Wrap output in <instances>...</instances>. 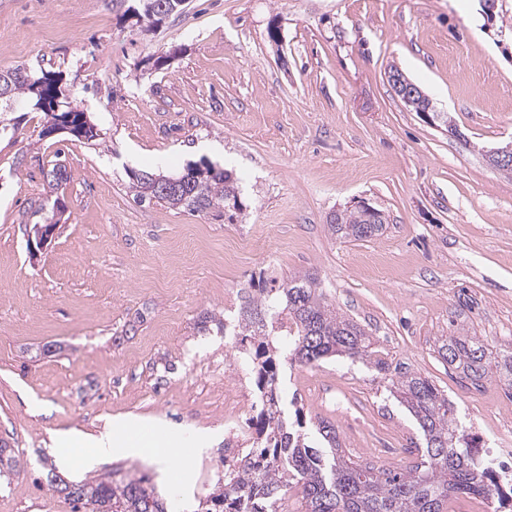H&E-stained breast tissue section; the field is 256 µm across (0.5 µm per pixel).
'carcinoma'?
Here are the masks:
<instances>
[{
	"label": "carcinoma",
	"mask_w": 512,
	"mask_h": 512,
	"mask_svg": "<svg viewBox=\"0 0 512 512\" xmlns=\"http://www.w3.org/2000/svg\"><path fill=\"white\" fill-rule=\"evenodd\" d=\"M34 81L29 82L26 77ZM62 95L59 80L49 72L16 68L0 72V115L8 102L21 97L38 106ZM60 125L73 126L78 140L96 136L86 114L64 103L52 115ZM199 190L182 185L168 193L154 187L155 174L134 175L132 188L139 202L155 201L169 209L193 212L231 211L238 207L236 178L227 169L204 164L197 170ZM382 211L343 210L329 216L331 234L353 241L382 233ZM235 335L254 347L255 385L262 404L255 423L251 452L224 470L211 488L205 512H284L295 493L300 512H447L448 499L458 494L503 501L492 471L476 454L474 439L460 430L448 395L428 378L405 372L391 381L392 392L416 420L425 448L419 461L398 471L346 456L336 427L318 422V434L329 446L323 453L308 441L305 422H289L283 408L280 368L286 363L313 365L342 356L389 369L377 357L375 342L354 320L326 301L316 278L294 274L277 285L258 280L240 307ZM437 352L448 366L473 382L493 374L512 386V349L493 352L475 336H450L439 341ZM18 471L15 451L0 444V481L11 484ZM49 487L84 512H168L143 476L109 474L74 482L51 474Z\"/></svg>",
	"instance_id": "carcinoma-1"
}]
</instances>
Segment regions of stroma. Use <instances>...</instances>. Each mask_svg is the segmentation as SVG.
Here are the masks:
<instances>
[{
    "label": "stroma",
    "mask_w": 512,
    "mask_h": 512,
    "mask_svg": "<svg viewBox=\"0 0 512 512\" xmlns=\"http://www.w3.org/2000/svg\"><path fill=\"white\" fill-rule=\"evenodd\" d=\"M498 2L186 0L148 29L137 0H0V71L56 72L97 131L47 133L22 100L0 134V438L20 460L0 512H73L48 486L53 437L116 419L213 440L164 474L120 457L66 477L116 471L164 495L178 474L200 512L201 463L224 460L225 389L250 414L260 403L250 355L197 320L237 313L259 274L313 273L390 367L445 391L480 450L512 448V387L474 385L437 353L452 335L512 347V175L485 159L512 139V0ZM393 67L459 137L405 105ZM200 162L236 173L234 217L135 201L132 172ZM56 201L62 226L30 259L25 227ZM357 201L382 210L383 233L331 235L329 215ZM390 388L347 358L281 371L308 432L329 421L353 460L402 468L422 437Z\"/></svg>",
    "instance_id": "1"
}]
</instances>
